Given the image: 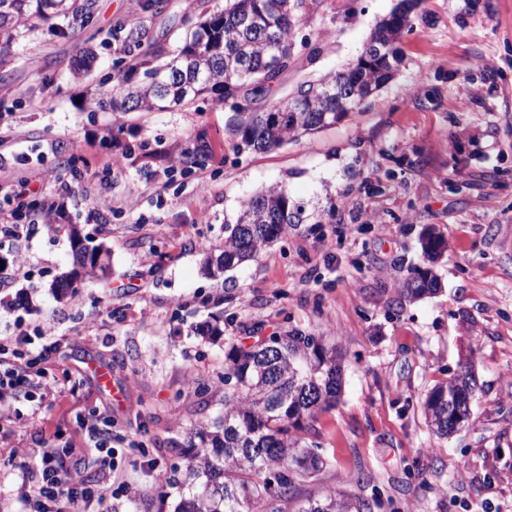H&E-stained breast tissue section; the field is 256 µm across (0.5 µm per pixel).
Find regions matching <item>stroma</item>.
<instances>
[{"mask_svg":"<svg viewBox=\"0 0 512 512\" xmlns=\"http://www.w3.org/2000/svg\"><path fill=\"white\" fill-rule=\"evenodd\" d=\"M147 2L95 0L88 28L57 35L35 21L9 47L0 191L11 199L0 223L32 231L0 250L5 269L25 262L0 288V330L53 327L37 365L59 396L39 422L0 433L22 448L69 442L66 472L91 483L104 468L79 424L110 408L116 512H173L181 491L159 496L156 473L182 466L193 426L220 414L230 345L298 328L344 355L338 402L304 434L326 460L304 493L343 490L378 500L374 512H512V0H420L385 87L335 125L264 153L237 147L231 109L208 99L95 109L120 76L144 79L120 63L127 29L143 25V49L164 55L198 19L192 0ZM396 4L308 0L292 66L251 109L355 64ZM87 44L97 60L74 76ZM280 184L301 224L225 277L205 275L225 218ZM45 201L60 207L48 226L35 210ZM428 228L447 244L434 265L441 289L400 302ZM73 229L104 243L110 272L76 276L62 299L54 283L73 269ZM207 322L222 336L201 335ZM468 362L479 382L470 418L438 438L421 400ZM98 366L113 391L99 386ZM135 448L146 461L134 468Z\"/></svg>","mask_w":512,"mask_h":512,"instance_id":"stroma-1","label":"stroma"}]
</instances>
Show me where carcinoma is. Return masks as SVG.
<instances>
[{
    "label": "carcinoma",
    "mask_w": 512,
    "mask_h": 512,
    "mask_svg": "<svg viewBox=\"0 0 512 512\" xmlns=\"http://www.w3.org/2000/svg\"><path fill=\"white\" fill-rule=\"evenodd\" d=\"M0 0V64L14 32L32 17L64 22L62 33L91 22L95 0ZM202 20L187 28L181 45L160 64L141 51L137 25L126 35V48L138 50L134 67L148 81L124 79L104 92L97 105L114 112H153L188 107L206 94L232 103L268 87L292 63L291 36L302 20L307 0H225L224 10L210 12L198 0ZM411 0H399L392 19L380 21L369 44L385 54L358 60L346 71L306 82L262 111L235 112L229 130L240 145L255 152L330 126L358 109L363 100L392 78L400 56L395 43L410 26ZM301 209L291 204L283 185L268 187L243 200L235 218L224 221V241L209 247L205 263L218 277L257 257L299 223ZM72 234L74 266L88 279L105 276L108 249L80 245ZM445 242L429 233L422 242L433 260ZM429 267L415 270L400 285L399 295L417 301L437 291ZM224 368V410L196 428L199 443L181 452L184 469L161 478L178 486L174 512H372V505L344 491L303 496L300 487L313 479L325 460L297 436L316 415L335 405L342 388L343 354L325 337L291 328L251 345H232ZM478 391L472 366L464 365L425 396V420L434 434L447 438L460 429Z\"/></svg>",
    "instance_id": "carcinoma-1"
}]
</instances>
